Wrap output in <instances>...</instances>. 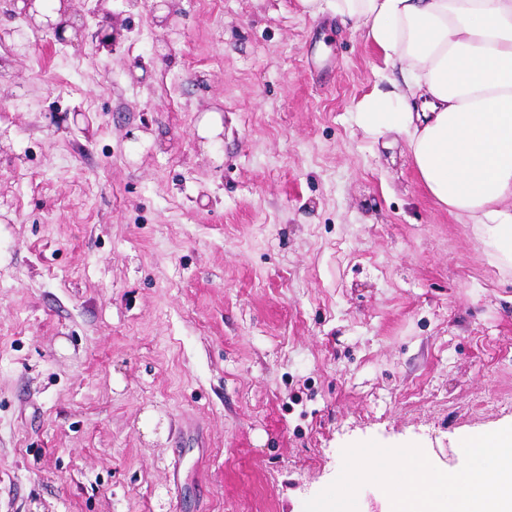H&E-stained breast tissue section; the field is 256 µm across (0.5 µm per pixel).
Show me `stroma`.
Instances as JSON below:
<instances>
[{
  "instance_id": "stroma-1",
  "label": "stroma",
  "mask_w": 512,
  "mask_h": 512,
  "mask_svg": "<svg viewBox=\"0 0 512 512\" xmlns=\"http://www.w3.org/2000/svg\"><path fill=\"white\" fill-rule=\"evenodd\" d=\"M69 5L59 44L0 0V512H303L348 445L512 426V266L356 124L360 21Z\"/></svg>"
}]
</instances>
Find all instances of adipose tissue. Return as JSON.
I'll list each match as a JSON object with an SVG mask.
<instances>
[{
	"instance_id": "obj_1",
	"label": "adipose tissue",
	"mask_w": 512,
	"mask_h": 512,
	"mask_svg": "<svg viewBox=\"0 0 512 512\" xmlns=\"http://www.w3.org/2000/svg\"><path fill=\"white\" fill-rule=\"evenodd\" d=\"M363 23L400 80L356 122L403 134L429 193L481 225L512 264V0H335Z\"/></svg>"
}]
</instances>
